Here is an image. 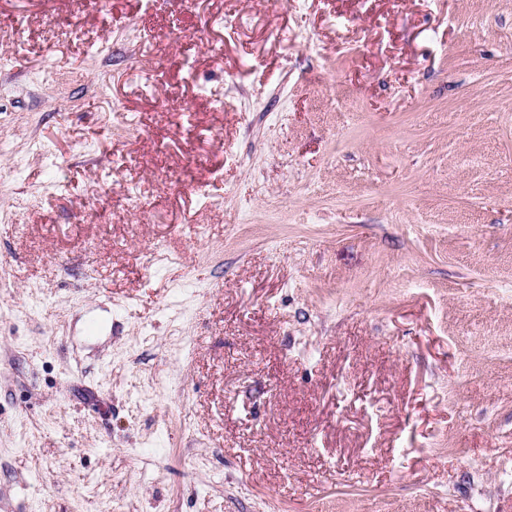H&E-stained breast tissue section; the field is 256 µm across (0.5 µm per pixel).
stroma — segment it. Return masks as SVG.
<instances>
[{
	"label": "stroma",
	"instance_id": "1",
	"mask_svg": "<svg viewBox=\"0 0 512 512\" xmlns=\"http://www.w3.org/2000/svg\"><path fill=\"white\" fill-rule=\"evenodd\" d=\"M8 512H512V0H0Z\"/></svg>",
	"mask_w": 512,
	"mask_h": 512
}]
</instances>
